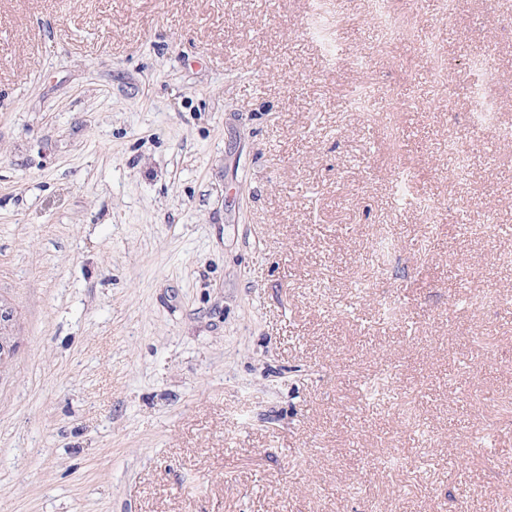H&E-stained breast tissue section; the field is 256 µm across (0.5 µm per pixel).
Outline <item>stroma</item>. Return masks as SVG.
Listing matches in <instances>:
<instances>
[{
  "mask_svg": "<svg viewBox=\"0 0 512 512\" xmlns=\"http://www.w3.org/2000/svg\"><path fill=\"white\" fill-rule=\"evenodd\" d=\"M329 2L0 0V512H512V0ZM367 13L371 20L384 32V41L379 50L385 51L393 42L408 38L412 34L411 21L407 17L397 16L391 11L390 0H367ZM448 145L455 156V167L451 173V178L453 181H456V183L463 184L467 182L471 176L468 147L453 136L449 137Z\"/></svg>",
  "mask_w": 512,
  "mask_h": 512,
  "instance_id": "35a3bbf8",
  "label": "stroma"
}]
</instances>
